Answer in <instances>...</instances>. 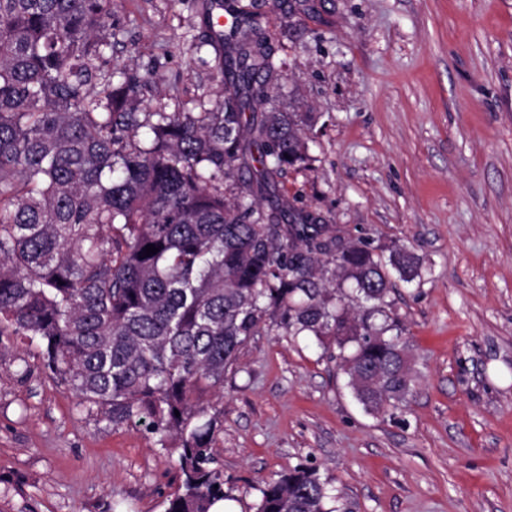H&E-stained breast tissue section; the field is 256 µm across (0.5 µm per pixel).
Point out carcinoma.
I'll list each match as a JSON object with an SVG mask.
<instances>
[{"label": "carcinoma", "instance_id": "carcinoma-1", "mask_svg": "<svg viewBox=\"0 0 512 512\" xmlns=\"http://www.w3.org/2000/svg\"><path fill=\"white\" fill-rule=\"evenodd\" d=\"M239 16L221 40L227 102L147 112L137 75L96 66L112 0H0V339L38 342L88 413L177 454L164 512L226 497L213 467L223 409L199 397L263 325L334 337L368 411L413 386L388 268L409 282L418 258L396 247L385 260L362 239L333 252L336 226L297 197L260 203L274 174L312 158L257 16ZM261 493L257 512H326L329 498L306 467Z\"/></svg>", "mask_w": 512, "mask_h": 512}]
</instances>
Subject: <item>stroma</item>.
Instances as JSON below:
<instances>
[{"label":"stroma","mask_w":512,"mask_h":512,"mask_svg":"<svg viewBox=\"0 0 512 512\" xmlns=\"http://www.w3.org/2000/svg\"><path fill=\"white\" fill-rule=\"evenodd\" d=\"M310 115L309 168L277 176L345 241L407 246L391 312L415 379L365 411L333 338L263 327L224 375L216 466L236 512L315 468L330 512H512V0H241ZM208 0H113L100 67L137 70L151 112L223 103ZM0 512H164L177 459L112 428L0 344Z\"/></svg>","instance_id":"1"}]
</instances>
